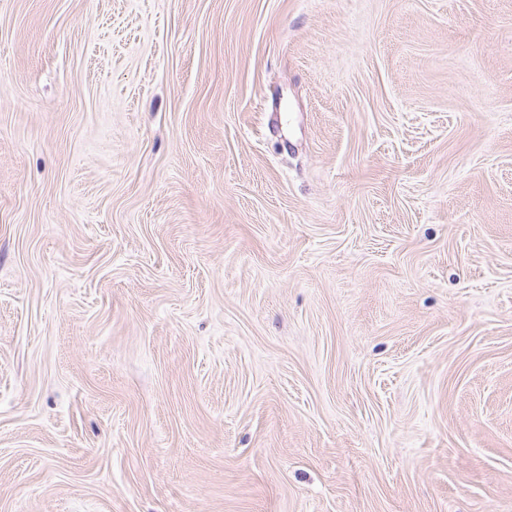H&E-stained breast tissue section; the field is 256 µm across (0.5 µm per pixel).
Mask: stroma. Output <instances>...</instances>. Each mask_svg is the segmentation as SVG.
<instances>
[{
    "label": "stroma",
    "instance_id": "1",
    "mask_svg": "<svg viewBox=\"0 0 512 512\" xmlns=\"http://www.w3.org/2000/svg\"><path fill=\"white\" fill-rule=\"evenodd\" d=\"M0 512H512V0H0Z\"/></svg>",
    "mask_w": 512,
    "mask_h": 512
}]
</instances>
